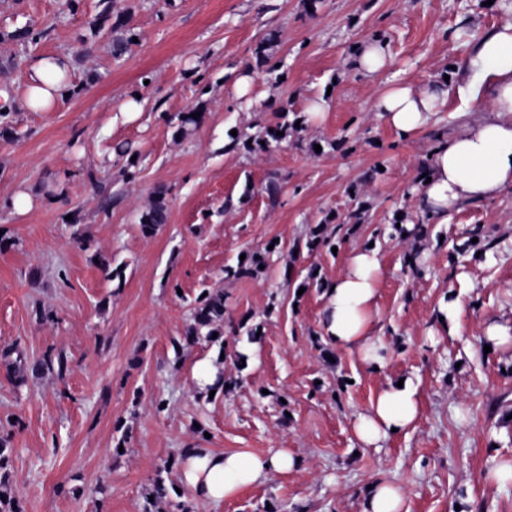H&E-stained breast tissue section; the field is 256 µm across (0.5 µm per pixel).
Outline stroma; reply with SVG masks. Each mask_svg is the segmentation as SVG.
Returning a JSON list of instances; mask_svg holds the SVG:
<instances>
[{
	"label": "stroma",
	"mask_w": 512,
	"mask_h": 512,
	"mask_svg": "<svg viewBox=\"0 0 512 512\" xmlns=\"http://www.w3.org/2000/svg\"><path fill=\"white\" fill-rule=\"evenodd\" d=\"M100 0H0V87L14 133L0 138V438L21 512H143L165 462L185 448L290 450L231 500L189 487L153 512H363L370 486L404 492L403 512H512V344L485 351L484 330L512 329V189L438 223L418 187L440 141L477 120L456 90L405 137L373 102L386 86L443 81L477 38L512 21L504 0H116L135 34L112 54ZM45 30L27 46L11 34ZM379 40L390 65L369 73L354 48ZM63 56L74 92L53 111L25 105L31 65ZM283 82H269L267 64ZM248 73L239 95L236 79ZM139 96L131 116L124 101ZM324 97L318 118L309 99ZM288 105L302 126L265 150ZM199 109L179 135L175 116ZM129 144L135 161L116 155ZM136 175H120L126 165ZM164 191L167 221L141 214ZM32 201L15 210L17 192ZM112 204L103 207V193ZM319 229L326 247L305 243ZM375 248L373 333L380 367L326 336L325 290L352 254ZM266 252L256 276L230 278ZM224 294L221 343L185 344L202 290ZM462 306L452 327L440 309ZM183 349H175V342ZM64 370L31 373L43 356ZM218 360L232 383L212 395L193 369ZM411 379L420 415L374 446L355 424L388 382ZM164 411H157L158 401Z\"/></svg>",
	"instance_id": "1"
}]
</instances>
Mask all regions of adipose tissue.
Segmentation results:
<instances>
[{
    "instance_id": "1",
    "label": "adipose tissue",
    "mask_w": 512,
    "mask_h": 512,
    "mask_svg": "<svg viewBox=\"0 0 512 512\" xmlns=\"http://www.w3.org/2000/svg\"><path fill=\"white\" fill-rule=\"evenodd\" d=\"M68 64L59 57L40 59L29 76L25 102L28 109L50 112L72 91ZM458 95L472 103L484 118L468 132L444 141L434 151L428 182L420 187L421 202L430 214L444 217L467 203L493 199L512 188V22L486 33L470 59L455 71ZM448 95L442 84L416 88L394 84L378 93L375 111L403 136L426 124ZM380 263L376 252L359 251L349 271L326 291V332L336 346L353 348L369 366L384 361L373 338L372 308ZM418 389L412 381L388 383L370 408L360 415L355 431L359 441L376 445L391 431H404L419 417ZM298 463L288 449L267 456L241 450L216 452L183 449L179 474L199 502L234 498L245 486L264 482L272 472L292 470Z\"/></svg>"
}]
</instances>
